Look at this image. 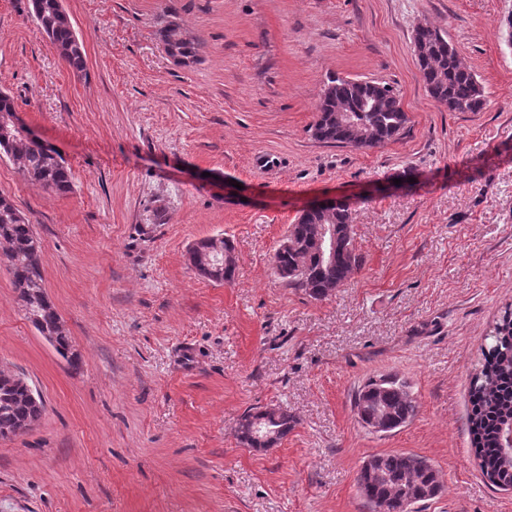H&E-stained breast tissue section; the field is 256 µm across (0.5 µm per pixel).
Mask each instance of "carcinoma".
<instances>
[{
    "label": "carcinoma",
    "mask_w": 512,
    "mask_h": 512,
    "mask_svg": "<svg viewBox=\"0 0 512 512\" xmlns=\"http://www.w3.org/2000/svg\"><path fill=\"white\" fill-rule=\"evenodd\" d=\"M32 16L39 29L56 47L61 58L75 73L85 69V50L74 40V29L67 13L55 0H31ZM168 48L180 55L185 64L196 61L197 43L175 22L159 29ZM417 64L431 98L439 103L464 104L466 111L478 112L485 105L483 87L463 62L457 49L436 27L427 24L415 29L413 38ZM351 114L352 121L337 119L340 112ZM313 136L327 144L350 146L371 139L379 144L396 139L406 127L408 117L399 96L392 88L373 81L336 78L325 88L316 107ZM0 153L17 157L22 172L31 182L59 195L72 191L71 171L65 161H57L46 144L36 138L12 131L0 136ZM334 224L341 233L340 252L336 262L319 258L315 239L319 227ZM352 228L350 208L338 205L324 213L299 216L289 225L286 244L273 256L276 272L288 286L305 290L318 300L344 285L360 268L361 260L348 235ZM0 241L6 250L0 255L12 271L16 300L26 318L39 334L57 337V353L78 367V355L66 330L56 325V309L49 300L44 282L42 242L32 225L14 203L0 196ZM490 337L492 343L482 349V358L473 374L469 389L468 429L476 459L483 476L496 488L512 483V463L502 448V427L512 422V308L496 322ZM354 407L361 421L374 422L392 431L411 422L417 412V401L407 382L395 376L369 379L354 396ZM42 401H33L26 386L8 380L0 383V439L16 436L35 420L42 418ZM264 418L280 437L294 428V417L282 409L272 413L263 410L247 412L238 426L241 444L255 449L265 445L254 438L253 420ZM361 495L372 512H412V506L435 498L441 490L438 471L427 460L407 454L373 455L361 466L357 476Z\"/></svg>",
    "instance_id": "1"
}]
</instances>
